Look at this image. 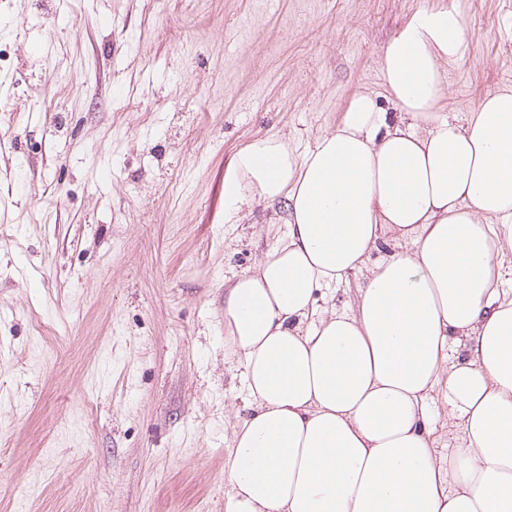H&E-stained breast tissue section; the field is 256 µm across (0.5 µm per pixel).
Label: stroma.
<instances>
[{
  "instance_id": "35a3bbf8",
  "label": "stroma",
  "mask_w": 512,
  "mask_h": 512,
  "mask_svg": "<svg viewBox=\"0 0 512 512\" xmlns=\"http://www.w3.org/2000/svg\"><path fill=\"white\" fill-rule=\"evenodd\" d=\"M452 5L460 119L512 88V0H0V512H224V283L286 230L226 221L224 175L313 146Z\"/></svg>"
}]
</instances>
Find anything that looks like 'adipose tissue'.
<instances>
[{
    "label": "adipose tissue",
    "instance_id": "adipose-tissue-1",
    "mask_svg": "<svg viewBox=\"0 0 512 512\" xmlns=\"http://www.w3.org/2000/svg\"><path fill=\"white\" fill-rule=\"evenodd\" d=\"M471 47L459 10L419 9L382 58L394 112L359 91L312 148L236 154L226 217L280 204L287 230L224 289L249 408L224 512H512V88L449 120L447 68ZM352 274L354 306L318 309ZM433 416L436 418V431L435 437L438 440V448L443 453H447V448H442L443 446L448 444V429L453 427L451 424L454 423L453 419L450 417L448 405L445 404L442 398L436 399L435 404H433ZM448 414V422L445 417V414ZM446 422V424H444Z\"/></svg>",
    "mask_w": 512,
    "mask_h": 512
}]
</instances>
